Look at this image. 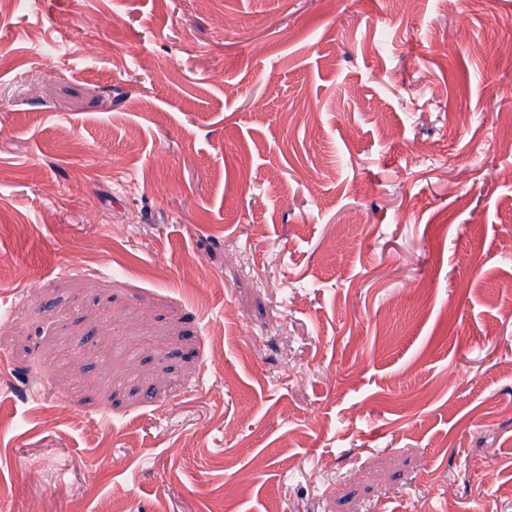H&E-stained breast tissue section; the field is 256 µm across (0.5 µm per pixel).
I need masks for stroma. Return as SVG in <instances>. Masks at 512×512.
<instances>
[{"mask_svg":"<svg viewBox=\"0 0 512 512\" xmlns=\"http://www.w3.org/2000/svg\"><path fill=\"white\" fill-rule=\"evenodd\" d=\"M511 43L512 0L0 13V512H512Z\"/></svg>","mask_w":512,"mask_h":512,"instance_id":"obj_1","label":"stroma"}]
</instances>
